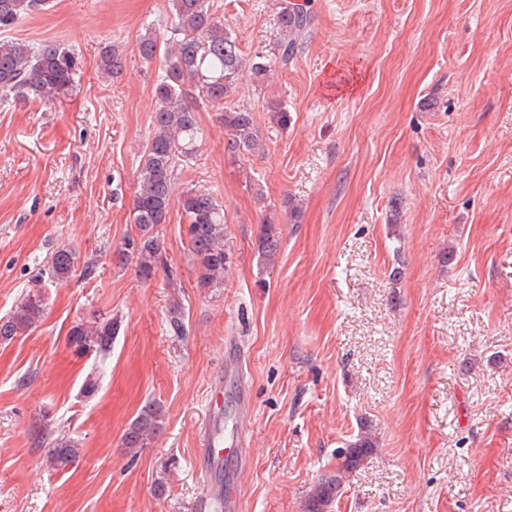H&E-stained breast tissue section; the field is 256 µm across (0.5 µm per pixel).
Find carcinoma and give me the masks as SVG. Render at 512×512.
I'll list each match as a JSON object with an SVG mask.
<instances>
[{"label":"carcinoma","mask_w":512,"mask_h":512,"mask_svg":"<svg viewBox=\"0 0 512 512\" xmlns=\"http://www.w3.org/2000/svg\"><path fill=\"white\" fill-rule=\"evenodd\" d=\"M47 0H0V32L19 25L31 13L44 8ZM171 25L167 38L159 41L146 34L136 43V53L145 62L164 56L165 70L155 86L157 106L151 117L152 130L143 146L141 166L136 175L133 194V216L137 235L124 239L126 256L119 265L132 264L137 276L144 280L164 272H173L167 264L163 242L157 228L167 223L175 188L177 160L192 152L200 135L197 112L202 104L212 105L228 138L224 149L233 156L253 153L263 134L253 113L230 107L228 98L244 70L260 80L272 66L280 69L292 64L299 46L309 35L314 18L311 11L290 0H278L276 18L280 38L272 57H258L245 65L236 38L224 27V20L211 12L208 0H169ZM74 59L70 52L54 42L32 47L24 42L0 40V100L34 97L52 103L69 94L74 82ZM100 68L112 80L124 74L123 52L106 44L100 51ZM188 224V250L195 266L197 285L216 288L224 283L229 264L225 250L224 212L211 194L189 188L179 201ZM280 225L267 221L260 225L257 250L264 263L273 267L281 252ZM76 253L59 246L48 256L38 278L65 282L76 271ZM44 315L39 293H28L6 317L0 318V341L34 327ZM184 315L178 301L168 308L169 332L184 334ZM117 322L110 318L89 327L81 322L72 327L68 344L81 355L105 358L112 348ZM163 423L162 406L146 403L122 435V446L134 455L150 445ZM377 442L368 426L360 427L344 452L336 456V472L321 476L305 498L304 512H328L341 495L344 479L370 457ZM82 448L71 437L53 439L44 460L52 470L77 467Z\"/></svg>","instance_id":"obj_1"}]
</instances>
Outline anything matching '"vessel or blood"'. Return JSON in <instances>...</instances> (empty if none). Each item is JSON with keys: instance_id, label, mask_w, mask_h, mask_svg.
I'll return each mask as SVG.
<instances>
[{"instance_id": "b4317fda", "label": "vessel or blood", "mask_w": 512, "mask_h": 512, "mask_svg": "<svg viewBox=\"0 0 512 512\" xmlns=\"http://www.w3.org/2000/svg\"><path fill=\"white\" fill-rule=\"evenodd\" d=\"M224 397V376L216 374L209 390L210 412L198 429V460L206 475L220 473L224 469L227 454L242 450L244 436L242 426L249 420L250 405L242 403L235 418L222 417L218 407ZM247 478L246 468H239L235 483L220 487H206L204 494L196 504L197 512H242L244 486Z\"/></svg>"}]
</instances>
